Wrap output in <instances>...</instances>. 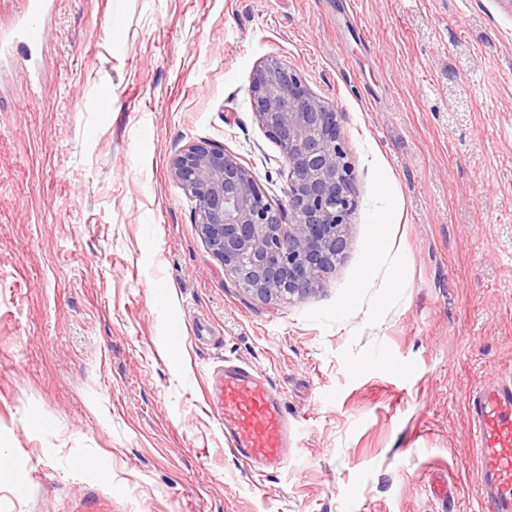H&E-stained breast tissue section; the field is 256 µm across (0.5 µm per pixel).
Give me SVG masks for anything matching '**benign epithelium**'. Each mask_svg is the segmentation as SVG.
I'll return each instance as SVG.
<instances>
[{"mask_svg":"<svg viewBox=\"0 0 512 512\" xmlns=\"http://www.w3.org/2000/svg\"><path fill=\"white\" fill-rule=\"evenodd\" d=\"M250 93L288 165L287 206L273 207L248 168L206 142L182 149L171 174L195 201L200 233L224 275L265 302H290L313 290L345 248L351 171L336 110L286 64L260 63Z\"/></svg>","mask_w":512,"mask_h":512,"instance_id":"7a95c632","label":"benign epithelium"}]
</instances>
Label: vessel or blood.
I'll use <instances>...</instances> for the list:
<instances>
[{
  "mask_svg": "<svg viewBox=\"0 0 512 512\" xmlns=\"http://www.w3.org/2000/svg\"><path fill=\"white\" fill-rule=\"evenodd\" d=\"M47 0H23L20 24L0 32V52L13 43L37 48L45 41ZM208 405L224 425V443L249 467L280 469L291 427L276 391L247 364L217 368ZM472 434L480 470L479 493L492 512H512V382L485 381L470 397Z\"/></svg>",
  "mask_w": 512,
  "mask_h": 512,
  "instance_id": "1",
  "label": "vessel or blood"
}]
</instances>
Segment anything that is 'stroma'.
Here are the masks:
<instances>
[{"label": "stroma", "instance_id": "stroma-1", "mask_svg": "<svg viewBox=\"0 0 512 512\" xmlns=\"http://www.w3.org/2000/svg\"><path fill=\"white\" fill-rule=\"evenodd\" d=\"M270 57L335 107L356 200L289 304L225 278L171 175L205 141L286 203L249 94ZM231 361L297 426L266 477L207 405ZM490 377L512 379L505 0H57L39 60L0 56V512H489Z\"/></svg>", "mask_w": 512, "mask_h": 512}]
</instances>
